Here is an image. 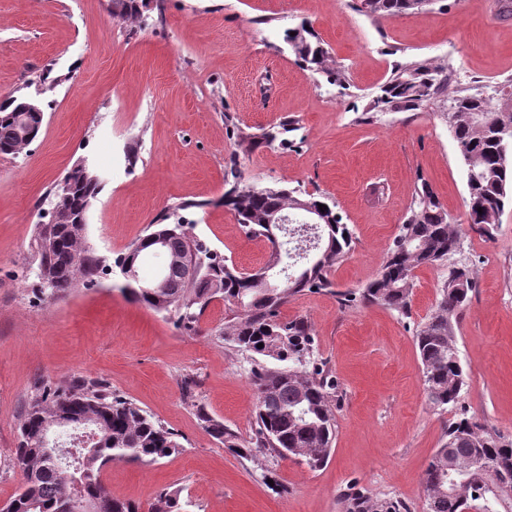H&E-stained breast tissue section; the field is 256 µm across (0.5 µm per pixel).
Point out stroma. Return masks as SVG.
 Wrapping results in <instances>:
<instances>
[{
	"label": "stroma",
	"instance_id": "obj_1",
	"mask_svg": "<svg viewBox=\"0 0 512 512\" xmlns=\"http://www.w3.org/2000/svg\"><path fill=\"white\" fill-rule=\"evenodd\" d=\"M352 0H164L141 22L113 16L109 0H0V101L39 94L44 122L19 157L0 156V504L22 481L10 457L20 413L39 382L106 380L179 437L180 454L154 464L113 462V497L148 504L180 489L188 512H345L354 484L425 512L423 473L448 425L472 417L512 435V207L493 238L466 222V172L443 116L458 91L498 99L512 91V14L500 0H432L422 12L372 19ZM307 25L344 80L306 67L284 40ZM446 68V95L418 109L370 110L400 65ZM297 122L291 147H239L238 129ZM132 148L136 165L124 160ZM104 186L87 218L90 246L115 256L150 231L169 207L194 234L248 272L266 242L248 240L222 198L235 176L320 194L356 237L331 271L338 291L371 281L421 184L455 221L477 288L456 344L468 373L460 403H429L414 345L435 303L441 272L415 271L412 310L341 306L305 292L279 311L303 317L320 359L342 388L336 439L326 465L218 443L196 415L204 405L240 444L253 437L255 388L244 353L212 333L228 310L213 301L203 334L124 295L119 275L100 276L66 299L36 300L30 272L37 202L78 159ZM197 383L194 396L184 380Z\"/></svg>",
	"mask_w": 512,
	"mask_h": 512
}]
</instances>
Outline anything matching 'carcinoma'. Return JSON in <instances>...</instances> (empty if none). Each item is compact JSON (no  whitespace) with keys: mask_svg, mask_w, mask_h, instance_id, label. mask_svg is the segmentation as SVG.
I'll use <instances>...</instances> for the list:
<instances>
[{"mask_svg":"<svg viewBox=\"0 0 512 512\" xmlns=\"http://www.w3.org/2000/svg\"><path fill=\"white\" fill-rule=\"evenodd\" d=\"M113 8L128 19L143 17L146 0H112ZM357 9L369 17L393 19L414 11L412 0H358ZM284 40L294 55L317 72L341 79L328 68V50L302 24L286 31ZM448 72L425 63L401 65L381 87L370 109L413 110L422 102L443 93ZM36 100L34 96L13 97L0 104V151L8 152L19 142L17 108ZM453 111L443 113L454 134L461 161L471 168L467 175V223L479 235L492 238L491 229L499 215L512 203V94L492 102L480 93L452 98ZM238 143L249 150L272 144L276 135L238 130ZM102 179L75 163L48 194L50 201L70 211L86 199L96 200ZM302 200L319 213L316 234L322 241L319 255L302 267L288 284L267 293L249 281V273L226 264L223 258L191 234L188 225L177 221L155 225V229L131 243L116 258L102 254L86 241L82 224H37L34 234V273L39 282L36 297L42 302L65 299L80 286H92L100 274L128 263L139 266L143 255L154 250L152 239L162 237L166 249L178 254L196 251L202 260L199 277L190 282L184 267L168 264L162 271L166 288L122 287L148 309L165 314L187 334L203 332L202 317L216 298L236 307L234 316L218 330V336L233 343L251 361L250 378L256 389L254 409L255 442L278 457L303 459L311 468L327 462L336 436V377L316 359L315 339L307 321H282L279 311L289 299L303 292L329 291L331 268L352 250L353 233L341 223L323 197L277 185L259 187L241 181L224 192L222 203L233 212L250 239L270 244L264 268L275 270L279 263L276 240L268 227L272 214L294 209ZM324 208H319V205ZM421 266H435L442 272L436 304L418 329L414 344L425 378L429 403L446 411L455 407L467 386V372L456 346V331L463 312L475 292L476 281L461 258V235L448 221L446 212L427 183H422L407 223L399 233L376 277L358 291H338L344 306L358 302L383 306L403 316L410 313L414 272ZM263 347H258V344ZM93 416L101 426L99 440L84 462L73 461L61 469L57 458L44 449L54 440L49 422L56 417L78 419ZM197 417L219 443L236 445L237 436L214 419L200 405ZM449 449L456 459L470 460L472 468L462 494L444 491L450 477L442 470L440 453ZM183 449L177 435L135 403L112 394L99 378L70 377L55 384H43L24 406L19 422V439L10 462L21 463L24 482L10 498L3 512H72L69 475L82 477L88 494L98 503V512H141V506L112 497L103 480L104 469L114 460L152 464ZM489 470L512 475V437L471 418L462 417L448 425L441 447L436 449L424 474L426 512H512V497H495L488 489ZM346 512H410L397 498L378 499L355 487L340 493ZM186 502L180 492L161 490L148 504L147 512H182Z\"/></svg>","mask_w":512,"mask_h":512,"instance_id":"carcinoma-1","label":"carcinoma"}]
</instances>
